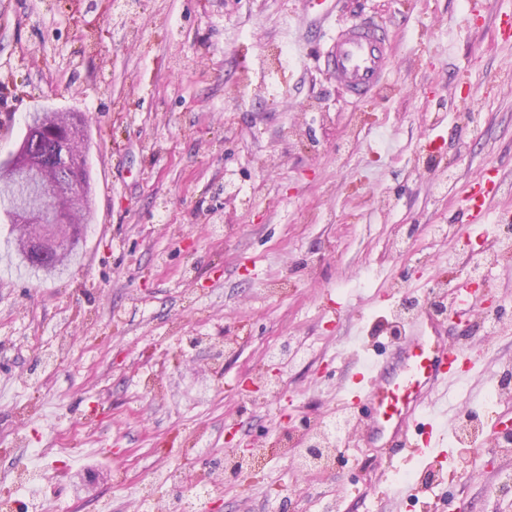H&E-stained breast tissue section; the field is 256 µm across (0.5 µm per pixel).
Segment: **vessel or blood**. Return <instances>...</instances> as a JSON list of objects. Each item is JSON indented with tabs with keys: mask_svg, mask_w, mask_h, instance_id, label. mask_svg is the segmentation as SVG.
Listing matches in <instances>:
<instances>
[{
	"mask_svg": "<svg viewBox=\"0 0 512 512\" xmlns=\"http://www.w3.org/2000/svg\"><path fill=\"white\" fill-rule=\"evenodd\" d=\"M326 66L354 98L373 94L391 68L378 26L360 21L337 31L324 53ZM502 182L491 176L467 193L471 225L482 224L487 201L498 195ZM441 320L432 313L415 316L389 348L365 349L359 371L345 383L352 403L368 408L360 442L395 446L410 455L441 454L452 428L448 424L450 388L459 386L454 370L456 347L447 345Z\"/></svg>",
	"mask_w": 512,
	"mask_h": 512,
	"instance_id": "1",
	"label": "vessel or blood"
}]
</instances>
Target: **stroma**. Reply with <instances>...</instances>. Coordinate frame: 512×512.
Returning <instances> with one entry per match:
<instances>
[{
	"mask_svg": "<svg viewBox=\"0 0 512 512\" xmlns=\"http://www.w3.org/2000/svg\"><path fill=\"white\" fill-rule=\"evenodd\" d=\"M329 8L321 16V8ZM0 0V159L43 107L86 116L92 217L62 279L7 259L0 223V495L18 466L40 478L28 512H141L175 489L178 465L207 475L230 442L276 439L286 417L351 411L345 344L385 346L402 295L464 283L466 258L512 215V0ZM81 9V26L70 21ZM389 35L386 88L351 99L321 59L337 23ZM294 65L266 95L265 51ZM503 191L471 238L463 196L485 171ZM447 226L445 235L433 225ZM475 308L446 322L476 365L452 418L481 410L512 330L487 335ZM310 355L277 394L259 377L270 344ZM208 434L184 457L193 432ZM490 444L446 456L345 449L334 472L304 481L286 455L224 478L207 512H267L296 485L299 512H407L386 497L394 472L438 466L429 512H512L495 493L512 458Z\"/></svg>",
	"mask_w": 512,
	"mask_h": 512,
	"instance_id": "stroma-1",
	"label": "stroma"
}]
</instances>
